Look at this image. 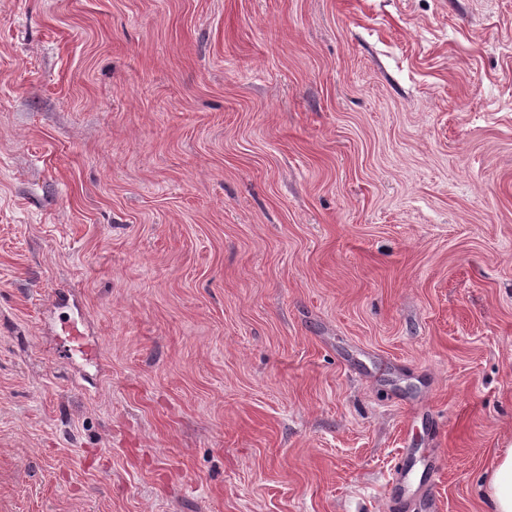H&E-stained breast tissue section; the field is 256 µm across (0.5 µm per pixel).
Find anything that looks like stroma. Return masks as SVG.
Here are the masks:
<instances>
[{
  "mask_svg": "<svg viewBox=\"0 0 512 512\" xmlns=\"http://www.w3.org/2000/svg\"><path fill=\"white\" fill-rule=\"evenodd\" d=\"M509 443L512 0H0V512H489Z\"/></svg>",
  "mask_w": 512,
  "mask_h": 512,
  "instance_id": "35a3bbf8",
  "label": "stroma"
}]
</instances>
